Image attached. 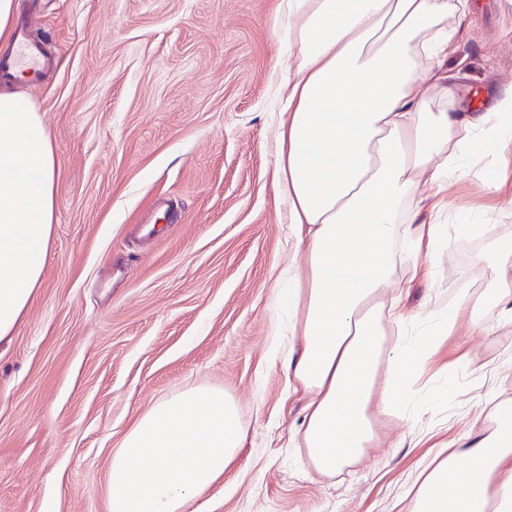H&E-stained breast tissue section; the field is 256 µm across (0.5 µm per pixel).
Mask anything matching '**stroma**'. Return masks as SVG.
I'll return each mask as SVG.
<instances>
[{
	"instance_id": "1",
	"label": "stroma",
	"mask_w": 512,
	"mask_h": 512,
	"mask_svg": "<svg viewBox=\"0 0 512 512\" xmlns=\"http://www.w3.org/2000/svg\"><path fill=\"white\" fill-rule=\"evenodd\" d=\"M52 69L23 89L57 157L44 280L0 344V512H108L113 448L151 402L191 387L237 404L243 446L195 512H392L449 437L491 432L512 398V324L485 262L512 241L486 160L448 188L444 214L491 227L449 234L424 272L391 289L416 331L460 271L479 283L484 326L433 348L412 389L425 411L379 425V442L335 476L291 446L301 421L279 341L278 277L293 252L273 187L279 98L297 50L286 0H15ZM448 69L468 105L512 85V0H471ZM452 398L434 399L447 376Z\"/></svg>"
}]
</instances>
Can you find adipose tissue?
Instances as JSON below:
<instances>
[{
    "label": "adipose tissue",
    "instance_id": "ef3b65f1",
    "mask_svg": "<svg viewBox=\"0 0 512 512\" xmlns=\"http://www.w3.org/2000/svg\"><path fill=\"white\" fill-rule=\"evenodd\" d=\"M470 0H288L298 57L285 76L288 119L277 134L275 188L297 247L280 279L295 339L283 361L302 400L292 442L317 472L359 461L461 313L482 327L480 298L458 288L411 340L386 304L398 264L433 254L448 232L489 226L418 223L472 163L492 155L487 192L512 162V89L482 112H453L459 88L448 56ZM443 109L433 110L432 99ZM55 158L32 103L0 89V342L38 288L55 217ZM433 196L416 192L421 178ZM243 430L222 389L158 399L112 452L109 512H189L236 459ZM406 512H512V408L494 433L472 426L449 439L403 495Z\"/></svg>",
    "mask_w": 512,
    "mask_h": 512
}]
</instances>
